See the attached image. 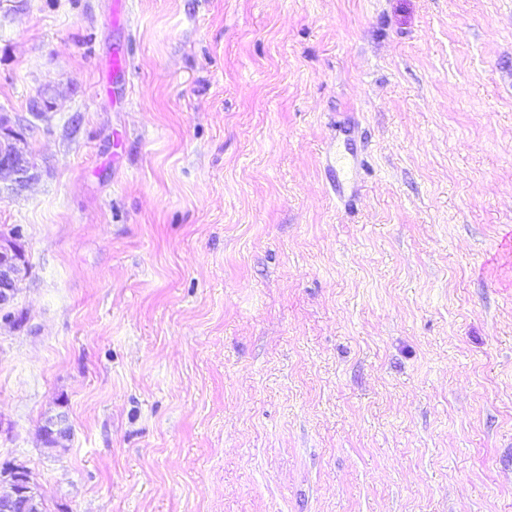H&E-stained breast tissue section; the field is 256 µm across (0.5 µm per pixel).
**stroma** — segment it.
<instances>
[{
    "label": "stroma",
    "instance_id": "obj_1",
    "mask_svg": "<svg viewBox=\"0 0 512 512\" xmlns=\"http://www.w3.org/2000/svg\"><path fill=\"white\" fill-rule=\"evenodd\" d=\"M0 113L44 512H512V0H0ZM24 134L18 131L7 115L0 114V190L2 183L18 194L35 178V165L27 150L21 146ZM65 421L63 415H58L55 418L51 417L41 428L42 439L47 447H58L70 437V429L65 426Z\"/></svg>",
    "mask_w": 512,
    "mask_h": 512
}]
</instances>
